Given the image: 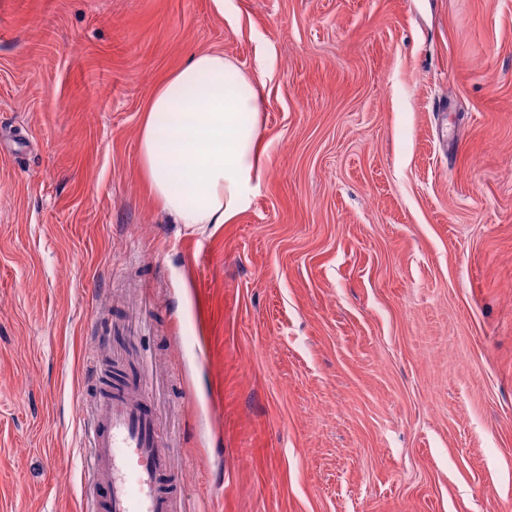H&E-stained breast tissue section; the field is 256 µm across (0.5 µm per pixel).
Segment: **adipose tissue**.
I'll return each instance as SVG.
<instances>
[{
	"label": "adipose tissue",
	"instance_id": "adipose-tissue-1",
	"mask_svg": "<svg viewBox=\"0 0 512 512\" xmlns=\"http://www.w3.org/2000/svg\"><path fill=\"white\" fill-rule=\"evenodd\" d=\"M263 75L220 51L192 54L153 88L139 134L143 176L177 224H225L247 210L263 175Z\"/></svg>",
	"mask_w": 512,
	"mask_h": 512
}]
</instances>
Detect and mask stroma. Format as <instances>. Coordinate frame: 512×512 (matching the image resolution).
Instances as JSON below:
<instances>
[{
  "instance_id": "35a3bbf8",
  "label": "stroma",
  "mask_w": 512,
  "mask_h": 512,
  "mask_svg": "<svg viewBox=\"0 0 512 512\" xmlns=\"http://www.w3.org/2000/svg\"><path fill=\"white\" fill-rule=\"evenodd\" d=\"M201 51L264 173L187 228L139 133ZM136 352L194 512H512V0H0V512H84Z\"/></svg>"
}]
</instances>
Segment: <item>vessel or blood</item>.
Wrapping results in <instances>:
<instances>
[{
  "instance_id": "obj_1",
  "label": "vessel or blood",
  "mask_w": 512,
  "mask_h": 512,
  "mask_svg": "<svg viewBox=\"0 0 512 512\" xmlns=\"http://www.w3.org/2000/svg\"><path fill=\"white\" fill-rule=\"evenodd\" d=\"M146 374L92 382L83 399L85 512H179L175 452L162 437Z\"/></svg>"
}]
</instances>
